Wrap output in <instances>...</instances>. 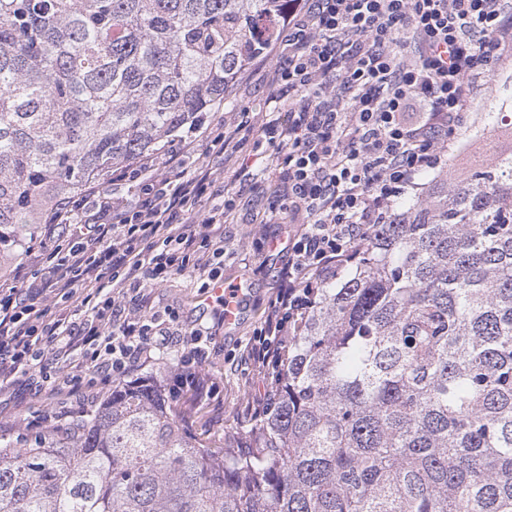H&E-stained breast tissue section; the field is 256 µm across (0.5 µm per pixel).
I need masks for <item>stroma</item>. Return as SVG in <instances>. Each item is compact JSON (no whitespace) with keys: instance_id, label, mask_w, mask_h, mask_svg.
Segmentation results:
<instances>
[{"instance_id":"stroma-1","label":"stroma","mask_w":512,"mask_h":512,"mask_svg":"<svg viewBox=\"0 0 512 512\" xmlns=\"http://www.w3.org/2000/svg\"><path fill=\"white\" fill-rule=\"evenodd\" d=\"M274 67L273 58L259 56L239 73L230 87V96L219 111L207 113L208 122L231 117L246 107H258L266 95V80ZM512 98V57L499 62L487 79L476 106V118L498 110L502 101ZM214 167L223 168L224 188L240 194L243 206L231 224L224 227V243L229 250L221 270L225 282H246L251 296L239 326L228 329L216 323L210 311L201 307L200 282L190 273L174 275L164 286L152 289L156 310L177 311L185 324L201 323L212 330L206 341L204 372L215 384V397L209 408L197 411L190 394H182L179 404L185 411L192 433L213 444H221L225 429L237 424L240 411L254 394L253 374L244 364L247 345L260 327L270 298L278 286V274L288 262V227L265 223L272 187L257 189L250 182L235 179L237 160L213 158Z\"/></svg>"}]
</instances>
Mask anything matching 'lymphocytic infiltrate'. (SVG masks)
<instances>
[{
  "label": "lymphocytic infiltrate",
  "mask_w": 512,
  "mask_h": 512,
  "mask_svg": "<svg viewBox=\"0 0 512 512\" xmlns=\"http://www.w3.org/2000/svg\"><path fill=\"white\" fill-rule=\"evenodd\" d=\"M270 29L267 52L277 63L259 123L244 110L214 128L195 124L161 154L113 168L110 184L138 180L135 202L94 183L47 212L55 245L41 268L20 262L0 282V395L27 386L65 420L153 350L188 340L169 391L191 390L206 404L201 330L183 333L174 312L154 311L149 291L186 270L217 278L224 226L240 200L217 189L224 173L200 148L240 155L253 132L256 150L238 174L273 184L267 223L295 226L248 349L262 391L245 412L259 414L276 397L269 373L315 289L339 277L399 196L441 167L450 142L471 126L483 80L512 55V0H291ZM60 224L74 225L73 239L56 237ZM77 356L84 376L64 377Z\"/></svg>",
  "instance_id": "1"
}]
</instances>
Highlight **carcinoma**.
<instances>
[{
    "mask_svg": "<svg viewBox=\"0 0 512 512\" xmlns=\"http://www.w3.org/2000/svg\"><path fill=\"white\" fill-rule=\"evenodd\" d=\"M289 0H0V271L59 199L160 149L267 50ZM375 225L210 445L156 377L34 444L0 512H512V146Z\"/></svg>",
    "mask_w": 512,
    "mask_h": 512,
    "instance_id": "obj_1",
    "label": "carcinoma"
}]
</instances>
